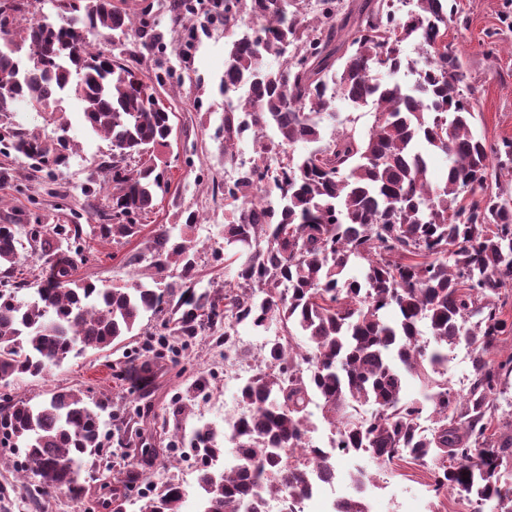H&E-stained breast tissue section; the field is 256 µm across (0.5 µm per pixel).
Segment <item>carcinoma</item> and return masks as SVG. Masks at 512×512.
<instances>
[{
  "mask_svg": "<svg viewBox=\"0 0 512 512\" xmlns=\"http://www.w3.org/2000/svg\"><path fill=\"white\" fill-rule=\"evenodd\" d=\"M40 0H0V130L7 148L54 178L72 150L13 123L16 103L58 113L73 95L84 118L112 145L85 193L105 190L100 224L84 230L79 215L63 224L9 219L0 224V267L13 271L25 251L45 261L36 296L0 290V381L42 377L86 351L134 337L147 314H166L176 336L208 329L226 344L248 324L266 339L258 371L238 394L246 411L223 432L205 426L191 437L197 458L198 512H264L284 499L299 512L312 478H333L331 461L308 450L309 407L319 400L339 447L378 462L432 465L434 490L464 493L474 512H512V441L489 435L491 410L512 377V355L493 358L501 337V290L512 285V200L490 184L512 172V139L494 143L471 130L474 98L448 44V0H320L319 16L290 9L296 0H220L196 19L213 17L236 35L224 53L219 86L224 108V164L237 166L236 145L251 130L250 166L224 183V243L214 260L237 264L234 283L191 290L198 250L186 237L199 212L153 231L148 280L79 284L73 278L83 236L127 241L167 185L158 151L170 142L174 112L158 97L171 78L147 83L125 58L135 34L148 51L166 46L150 7L135 18L126 0H54L59 21L36 17ZM163 13L180 25L189 0H168ZM106 30L112 48L89 36ZM416 43L417 58L405 55ZM280 61L275 69L264 59ZM418 74L406 85L402 68ZM369 105L374 123L358 137L336 102ZM336 121L323 143L322 123ZM274 135L267 134L268 129ZM299 143H315L294 157ZM275 149L280 166L268 167ZM449 160L444 181L428 174L426 152ZM361 265L360 274H349ZM427 325L432 341L422 339ZM306 338L302 345L296 337ZM471 347L474 379L464 395L448 387V350ZM424 378L418 398L407 381ZM371 413L363 418L360 408ZM430 412L433 427L420 434ZM24 448L25 471L38 492L75 491L90 449L101 448V416L71 390L41 402L0 404V432ZM232 443L226 449L218 435ZM232 470L215 469L225 453ZM186 490L170 480L144 497L139 512H183Z\"/></svg>",
  "mask_w": 512,
  "mask_h": 512,
  "instance_id": "obj_1",
  "label": "carcinoma"
}]
</instances>
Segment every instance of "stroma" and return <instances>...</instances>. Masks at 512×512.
I'll return each instance as SVG.
<instances>
[{
  "mask_svg": "<svg viewBox=\"0 0 512 512\" xmlns=\"http://www.w3.org/2000/svg\"><path fill=\"white\" fill-rule=\"evenodd\" d=\"M455 14L448 23V43L458 52L467 84L477 99L472 130L488 142L512 138V0H452ZM231 36L221 24H212L192 54L178 57L175 48L161 55H144L137 67L144 80L165 71L173 83L161 91L176 115L179 137L163 149L168 185L156 194L155 208L145 220L141 235L127 242L100 239L87 242L77 258L74 276L97 285L122 283L144 276L145 264H129V255L144 251L153 229L176 221L179 207L200 210V222L189 233L201 254V284L233 282V269L214 265L211 247L221 244L224 229V195L213 192L233 175L224 163L225 97L219 91L224 75V48ZM65 127L47 115L31 113L17 120L22 129L56 137L65 136L73 150L57 182L40 179L29 159L0 152V222L14 214H52L66 219L70 210L84 214V224L98 223L95 198L84 187L90 174L109 152V143L84 122L83 104L76 97L63 103ZM140 335L106 351H90L53 368L45 377H24L0 385V400L45 399L48 391L71 388L80 391L98 408L106 436L104 451L112 457L111 469L94 459L82 468L80 494L61 490L52 494L47 512H96L98 500L111 485V470L134 473L124 504L125 512H138L141 498L157 477L175 479L187 489L185 512H196L195 461L188 457L187 434L202 425L223 427L227 416L240 412L238 386L224 378V350L217 347L210 331L199 332L188 343L176 346L162 336L160 321L147 317ZM151 352H144V343ZM136 368L142 385L129 382L124 373ZM186 405L181 417L172 414L176 404ZM173 446L184 455L183 463L163 469L147 459V447ZM24 460L20 448L0 447V512H34L29 493L22 487L18 469ZM341 478L336 486L340 498L356 496L352 475L360 470L371 477L374 488L367 500L369 512H471L464 495L456 492L435 497L431 474L410 462L381 464L366 454H337Z\"/></svg>",
  "mask_w": 512,
  "mask_h": 512,
  "instance_id": "stroma-1",
  "label": "stroma"
}]
</instances>
